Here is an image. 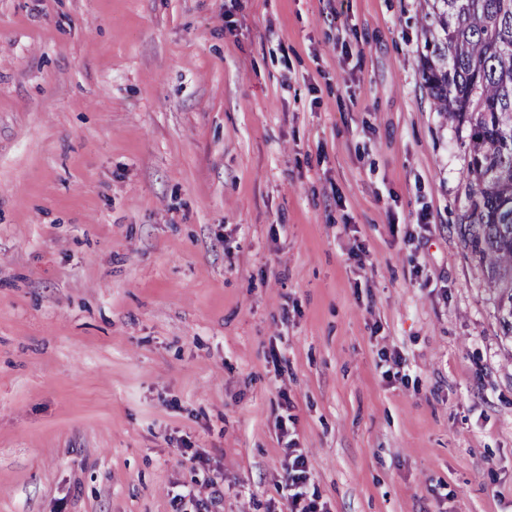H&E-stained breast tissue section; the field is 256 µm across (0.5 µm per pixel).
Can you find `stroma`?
<instances>
[{"label":"stroma","instance_id":"1","mask_svg":"<svg viewBox=\"0 0 512 512\" xmlns=\"http://www.w3.org/2000/svg\"><path fill=\"white\" fill-rule=\"evenodd\" d=\"M422 4L0 0V512H512ZM307 458L303 453L294 455L288 463L287 476L280 486L281 497L286 501L289 512H320L319 494L311 490Z\"/></svg>","mask_w":512,"mask_h":512}]
</instances>
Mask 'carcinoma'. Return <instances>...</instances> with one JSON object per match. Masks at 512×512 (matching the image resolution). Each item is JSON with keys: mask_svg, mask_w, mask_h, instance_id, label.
<instances>
[{"mask_svg": "<svg viewBox=\"0 0 512 512\" xmlns=\"http://www.w3.org/2000/svg\"><path fill=\"white\" fill-rule=\"evenodd\" d=\"M423 10L424 83L439 111L468 126L460 233L512 336V0H424Z\"/></svg>", "mask_w": 512, "mask_h": 512, "instance_id": "1", "label": "carcinoma"}]
</instances>
